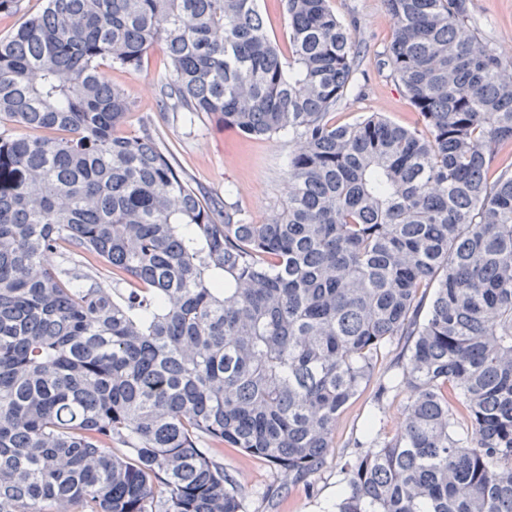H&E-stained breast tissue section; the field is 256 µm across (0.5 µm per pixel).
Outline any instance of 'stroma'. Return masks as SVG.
<instances>
[{"mask_svg": "<svg viewBox=\"0 0 512 512\" xmlns=\"http://www.w3.org/2000/svg\"><path fill=\"white\" fill-rule=\"evenodd\" d=\"M477 27L490 37L512 63V0H470ZM331 10L346 26L358 49L353 90L330 115L345 123L380 112L395 124L421 128V117L386 65L392 27L384 0H329ZM106 78L128 90L135 102L125 126L133 134L142 120L152 119L177 165L208 195L230 197L253 224L266 222L288 202L291 145L284 136L252 138L208 118L189 119L185 113L161 109L159 81L163 52L154 48L137 71L105 69ZM372 416L369 394L352 400L342 413L334 446L311 483L288 484L267 462L228 448L222 462L241 486L245 512H336L343 475L338 463L363 437Z\"/></svg>", "mask_w": 512, "mask_h": 512, "instance_id": "1", "label": "stroma"}]
</instances>
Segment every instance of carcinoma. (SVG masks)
<instances>
[{"mask_svg": "<svg viewBox=\"0 0 512 512\" xmlns=\"http://www.w3.org/2000/svg\"><path fill=\"white\" fill-rule=\"evenodd\" d=\"M281 3L286 56L257 0H46L0 36V512H244L224 449L306 480L372 382L404 422L337 512H512V67L470 0H385L424 129L335 123L355 46L328 0ZM156 45L162 108L288 136L277 216L120 133L102 66Z\"/></svg>", "mask_w": 512, "mask_h": 512, "instance_id": "carcinoma-1", "label": "carcinoma"}]
</instances>
